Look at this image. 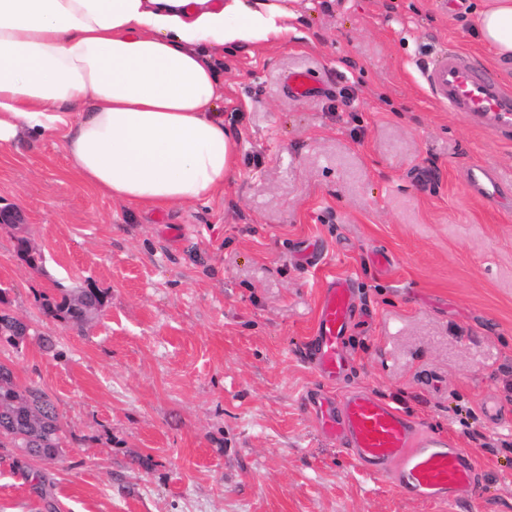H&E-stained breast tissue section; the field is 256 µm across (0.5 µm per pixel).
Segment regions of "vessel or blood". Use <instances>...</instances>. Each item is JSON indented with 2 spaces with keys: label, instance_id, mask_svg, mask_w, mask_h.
<instances>
[{
  "label": "vessel or blood",
  "instance_id": "obj_1",
  "mask_svg": "<svg viewBox=\"0 0 512 512\" xmlns=\"http://www.w3.org/2000/svg\"><path fill=\"white\" fill-rule=\"evenodd\" d=\"M430 97L451 111L473 118L495 134H512V95L457 50L439 54L420 69ZM289 96L310 98L321 91L309 72L289 73ZM472 192L484 198L497 194L498 181L484 166L470 169ZM356 311V295L347 279L334 278L322 289L311 339L309 362L324 381L344 379L349 369L348 332ZM309 404L319 432L342 445L365 472L413 498L452 507L457 494L476 488L471 452L450 440L422 430L405 414L372 391L354 389L334 397L312 396Z\"/></svg>",
  "mask_w": 512,
  "mask_h": 512
}]
</instances>
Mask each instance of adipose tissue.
Listing matches in <instances>:
<instances>
[{"instance_id":"obj_1","label":"adipose tissue","mask_w":512,"mask_h":512,"mask_svg":"<svg viewBox=\"0 0 512 512\" xmlns=\"http://www.w3.org/2000/svg\"><path fill=\"white\" fill-rule=\"evenodd\" d=\"M275 0H0V151L64 131L72 176L126 204L209 201L240 141L214 112L213 47L297 39ZM481 42L512 58V0H489Z\"/></svg>"}]
</instances>
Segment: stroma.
Instances as JSON below:
<instances>
[{
  "label": "stroma",
  "mask_w": 512,
  "mask_h": 512,
  "mask_svg": "<svg viewBox=\"0 0 512 512\" xmlns=\"http://www.w3.org/2000/svg\"><path fill=\"white\" fill-rule=\"evenodd\" d=\"M283 4L300 39L215 55L216 111L241 150L208 203L135 210L90 191L66 175L59 132L0 156V207L26 216L0 225V309L29 327L0 362L65 428L54 462L20 468L0 449V512H439L316 426L306 351L335 277L358 311L332 394L368 388L470 450L488 505L464 493L456 512H512V137L434 102L419 74L453 48L512 90V65L476 35L481 0ZM297 70L323 93L289 97ZM475 165L498 198L471 192ZM311 243L322 258L306 266ZM88 283L107 299L83 327L43 314L42 294ZM489 396L500 423L481 413Z\"/></svg>",
  "instance_id": "1"
}]
</instances>
